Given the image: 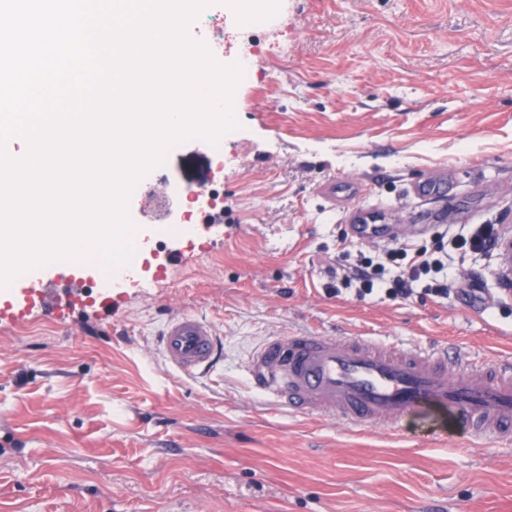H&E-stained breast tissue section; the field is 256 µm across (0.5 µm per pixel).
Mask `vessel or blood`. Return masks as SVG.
<instances>
[{
  "label": "vessel or blood",
  "mask_w": 512,
  "mask_h": 512,
  "mask_svg": "<svg viewBox=\"0 0 512 512\" xmlns=\"http://www.w3.org/2000/svg\"><path fill=\"white\" fill-rule=\"evenodd\" d=\"M353 181L329 180L321 193L331 203L361 194ZM353 232L362 240H387L376 213L359 210ZM22 298L0 307V321L20 324L34 307L50 308L48 281L18 276ZM155 347L177 373L210 369L218 342L209 321L196 314L170 319ZM251 389L276 408L302 417L331 418L360 429L402 431L429 411L461 426L470 438L512 444V362L471 365L447 351L386 341L378 336H328L284 332L267 338L245 363Z\"/></svg>",
  "instance_id": "1"
}]
</instances>
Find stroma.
Wrapping results in <instances>:
<instances>
[{"label":"stroma","mask_w":512,"mask_h":512,"mask_svg":"<svg viewBox=\"0 0 512 512\" xmlns=\"http://www.w3.org/2000/svg\"><path fill=\"white\" fill-rule=\"evenodd\" d=\"M272 29L227 31L225 59L257 61L235 96L224 161L180 144L153 189L223 187L181 236L153 233L120 285L84 304L0 326V512H512V447L435 420L351 430L271 409L244 376L266 337L310 330L448 347L470 362L512 355V290L496 252L455 237L512 236V0H284ZM448 175L419 203L408 185ZM365 191L331 208L323 183ZM404 219L362 241L355 208ZM449 245L448 296L357 299L342 267L408 246ZM474 295H463L469 282ZM221 337L207 376L155 349L171 317ZM497 237L494 224H481L471 236L456 238L454 245L463 252L485 250L494 247Z\"/></svg>","instance_id":"stroma-1"}]
</instances>
